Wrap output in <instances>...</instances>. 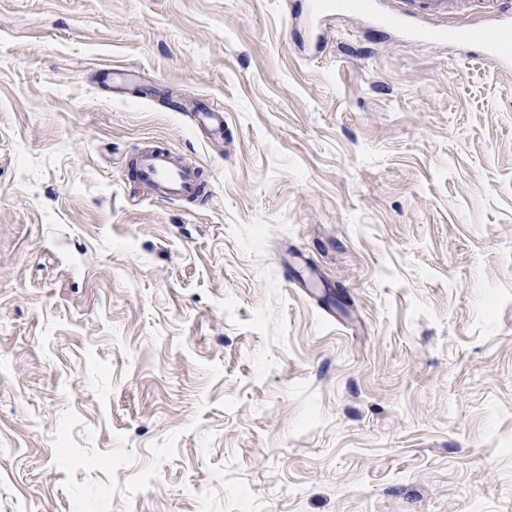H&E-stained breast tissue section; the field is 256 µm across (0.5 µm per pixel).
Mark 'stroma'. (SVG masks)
Instances as JSON below:
<instances>
[{
	"instance_id": "35a3bbf8",
	"label": "stroma",
	"mask_w": 512,
	"mask_h": 512,
	"mask_svg": "<svg viewBox=\"0 0 512 512\" xmlns=\"http://www.w3.org/2000/svg\"><path fill=\"white\" fill-rule=\"evenodd\" d=\"M288 3L0 0V512H512V67ZM137 178L150 187L162 201L191 199L201 193V182L195 168L186 166L168 150L147 149L131 164Z\"/></svg>"
}]
</instances>
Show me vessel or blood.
Instances as JSON below:
<instances>
[{
	"mask_svg": "<svg viewBox=\"0 0 512 512\" xmlns=\"http://www.w3.org/2000/svg\"><path fill=\"white\" fill-rule=\"evenodd\" d=\"M470 2L475 8H493L501 18L502 26L512 25V7L506 0H401V6L388 13L389 22L404 27L413 41H440L447 38L459 43L478 42L484 51L498 57L502 62L512 61V45L499 40L486 30L469 32L462 29L425 28L422 20L445 16L456 11L462 2ZM308 17H315L322 7L340 13L378 12L377 0H303ZM137 178L150 187L155 197L162 201L191 199L199 196L201 182L195 168L186 166L168 150L152 148L140 153L132 164Z\"/></svg>",
	"mask_w": 512,
	"mask_h": 512,
	"instance_id": "b4317fda",
	"label": "vessel or blood"
}]
</instances>
